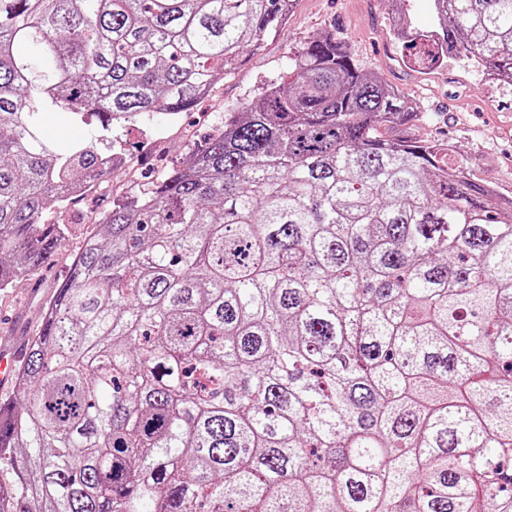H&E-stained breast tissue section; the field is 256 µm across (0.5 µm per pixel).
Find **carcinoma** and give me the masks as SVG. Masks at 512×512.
<instances>
[{"label":"carcinoma","mask_w":512,"mask_h":512,"mask_svg":"<svg viewBox=\"0 0 512 512\" xmlns=\"http://www.w3.org/2000/svg\"><path fill=\"white\" fill-rule=\"evenodd\" d=\"M292 0H0V291L63 246L101 131L195 109ZM429 69L512 85V0H434ZM334 34L112 202L0 401V512H512V199ZM48 126H50L54 137L65 143L83 140L96 130L93 126H88L81 122L63 127L55 124L51 118L49 119Z\"/></svg>","instance_id":"1"}]
</instances>
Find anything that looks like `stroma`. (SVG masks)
<instances>
[{
  "label": "stroma",
  "instance_id": "stroma-1",
  "mask_svg": "<svg viewBox=\"0 0 512 512\" xmlns=\"http://www.w3.org/2000/svg\"><path fill=\"white\" fill-rule=\"evenodd\" d=\"M401 17L417 29H431L433 0H400L394 6L386 0H296L287 24L267 36L241 67L225 73L215 93L198 104L182 128H172L168 117L160 114L150 126L113 132L114 148L143 173L153 167L148 145L151 135L157 134L163 138L167 167L180 166L195 145L223 123L225 113L286 75L305 41L333 31L349 45L363 70L376 73L420 103L423 120L385 129V136L449 143L453 161L472 180L512 197V96L493 92L482 68L464 58L427 71L410 66L394 36L395 22ZM111 207L112 199L105 195L68 207L62 215L72 224L67 244L51 253L30 277L0 294V341L7 347L25 354L45 304L69 275L75 251L97 231L93 216H104Z\"/></svg>",
  "mask_w": 512,
  "mask_h": 512
}]
</instances>
